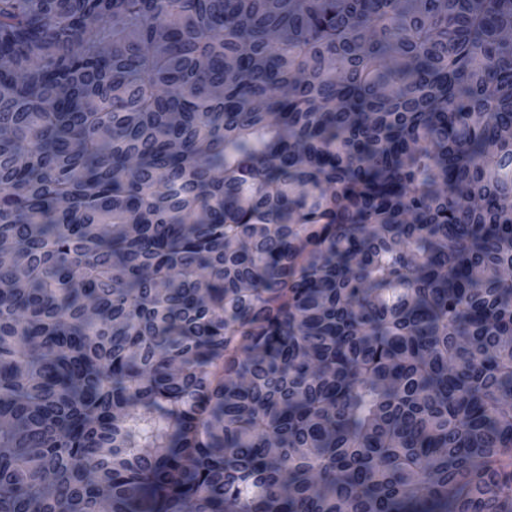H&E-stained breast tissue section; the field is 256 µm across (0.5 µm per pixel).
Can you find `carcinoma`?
<instances>
[{
    "label": "carcinoma",
    "instance_id": "obj_1",
    "mask_svg": "<svg viewBox=\"0 0 512 512\" xmlns=\"http://www.w3.org/2000/svg\"><path fill=\"white\" fill-rule=\"evenodd\" d=\"M0 512H512V0H0Z\"/></svg>",
    "mask_w": 512,
    "mask_h": 512
}]
</instances>
